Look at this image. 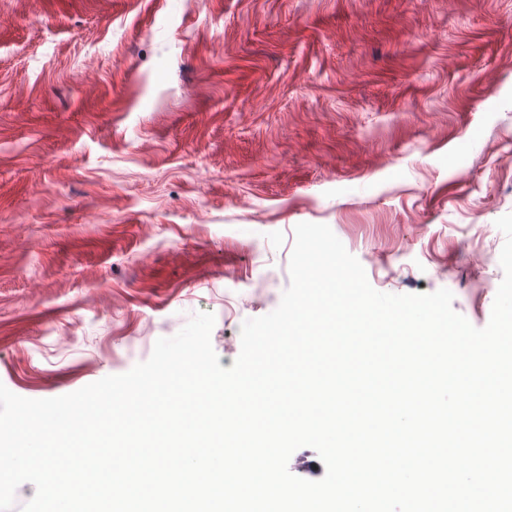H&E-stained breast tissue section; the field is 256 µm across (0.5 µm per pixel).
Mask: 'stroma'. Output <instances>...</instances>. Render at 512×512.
I'll use <instances>...</instances> for the list:
<instances>
[{"instance_id":"stroma-1","label":"stroma","mask_w":512,"mask_h":512,"mask_svg":"<svg viewBox=\"0 0 512 512\" xmlns=\"http://www.w3.org/2000/svg\"><path fill=\"white\" fill-rule=\"evenodd\" d=\"M508 213L512 0H0L16 395L125 373L199 311L231 367L302 222L485 327Z\"/></svg>"}]
</instances>
